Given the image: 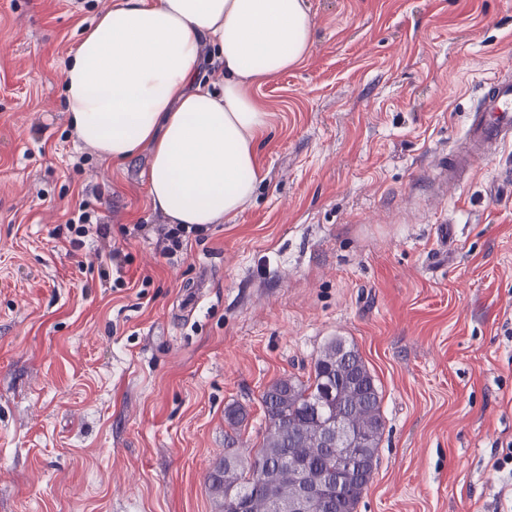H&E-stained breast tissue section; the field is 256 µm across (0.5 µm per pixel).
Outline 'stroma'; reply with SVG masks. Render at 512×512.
<instances>
[{"instance_id": "35a3bbf8", "label": "stroma", "mask_w": 512, "mask_h": 512, "mask_svg": "<svg viewBox=\"0 0 512 512\" xmlns=\"http://www.w3.org/2000/svg\"><path fill=\"white\" fill-rule=\"evenodd\" d=\"M106 0H0V512H218L224 412L353 343L382 393L356 512H496L512 447V146L431 195L512 64V0H308L314 42L256 87L263 179L173 255L142 174L79 146L63 64ZM110 234L53 231L79 200ZM127 254L119 288L100 256Z\"/></svg>"}]
</instances>
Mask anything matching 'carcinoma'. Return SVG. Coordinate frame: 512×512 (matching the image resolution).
<instances>
[{"label": "carcinoma", "mask_w": 512, "mask_h": 512, "mask_svg": "<svg viewBox=\"0 0 512 512\" xmlns=\"http://www.w3.org/2000/svg\"><path fill=\"white\" fill-rule=\"evenodd\" d=\"M328 386L333 396L318 402ZM261 403L265 429L259 448L238 453L228 439L224 460L208 476L220 512H273L274 503L293 499L295 471L315 477L329 466L336 449L327 447L326 430L338 420L353 428L359 454L343 474L340 491L329 493L314 512H356L377 466L385 427L376 380L358 349L338 337L328 340L307 380L277 379Z\"/></svg>", "instance_id": "carcinoma-1"}]
</instances>
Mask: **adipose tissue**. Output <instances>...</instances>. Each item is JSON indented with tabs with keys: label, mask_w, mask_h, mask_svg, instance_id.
Instances as JSON below:
<instances>
[{
	"label": "adipose tissue",
	"mask_w": 512,
	"mask_h": 512,
	"mask_svg": "<svg viewBox=\"0 0 512 512\" xmlns=\"http://www.w3.org/2000/svg\"><path fill=\"white\" fill-rule=\"evenodd\" d=\"M306 0H107L62 74L75 139L119 165L143 147L151 207L171 224H220L251 202L269 114L253 94L313 41ZM208 40L224 87L198 78Z\"/></svg>",
	"instance_id": "1"
}]
</instances>
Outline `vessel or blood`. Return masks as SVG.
Here are the masks:
<instances>
[{
  "label": "vessel or blood",
  "mask_w": 512,
  "mask_h": 512,
  "mask_svg": "<svg viewBox=\"0 0 512 512\" xmlns=\"http://www.w3.org/2000/svg\"><path fill=\"white\" fill-rule=\"evenodd\" d=\"M512 143V71L484 89L479 107L472 114L463 136L448 155L442 176L460 184L482 162L490 160Z\"/></svg>",
  "instance_id": "1"
}]
</instances>
